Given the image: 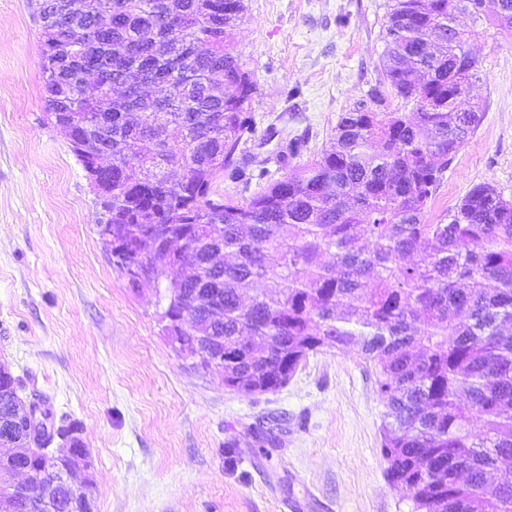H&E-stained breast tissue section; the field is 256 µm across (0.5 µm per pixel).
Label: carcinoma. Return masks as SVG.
Wrapping results in <instances>:
<instances>
[{"mask_svg": "<svg viewBox=\"0 0 512 512\" xmlns=\"http://www.w3.org/2000/svg\"><path fill=\"white\" fill-rule=\"evenodd\" d=\"M41 37L44 112L79 116L69 149L94 137L110 149L101 204L124 240L117 267L158 258L140 246L155 230L197 264L221 248L219 288L186 279L181 341L243 345L224 379L250 393L282 387L320 349L352 343L384 403L381 453L413 512H512V198L473 186L425 221L457 153L481 125L458 100L478 60L468 37L487 23L512 32V0H390L381 84L409 112L341 117L328 149L278 179L235 161L256 135L255 93L235 49L244 0H29ZM470 29L457 25L459 16ZM103 80L87 91L84 62ZM184 167L181 181L169 169ZM266 180L240 203L218 180ZM274 281L278 291H241ZM19 380L0 373V444L13 437ZM28 480L0 487V508L35 512L51 477L42 453L6 450Z\"/></svg>", "mask_w": 512, "mask_h": 512, "instance_id": "obj_1", "label": "carcinoma"}]
</instances>
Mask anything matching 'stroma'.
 I'll return each mask as SVG.
<instances>
[{"mask_svg": "<svg viewBox=\"0 0 512 512\" xmlns=\"http://www.w3.org/2000/svg\"><path fill=\"white\" fill-rule=\"evenodd\" d=\"M389 0H246L236 49L256 90L236 157L280 178L329 146L340 117L404 110L381 78ZM482 123L432 197L445 219L475 185L512 198V33L487 29ZM39 30L0 0V361L25 402L77 422L95 512H412L381 456L385 407L358 346L309 355L270 393L179 360L154 289L130 288L96 234L98 207L66 140L43 122ZM300 155L280 163L290 141Z\"/></svg>", "mask_w": 512, "mask_h": 512, "instance_id": "1", "label": "stroma"}]
</instances>
